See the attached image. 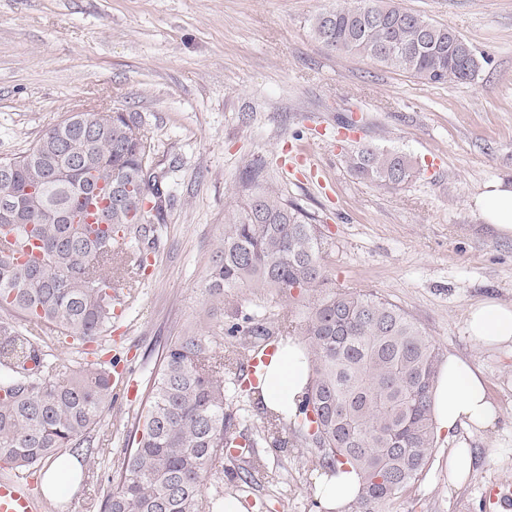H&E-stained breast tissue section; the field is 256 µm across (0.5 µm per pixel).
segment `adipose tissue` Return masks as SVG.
Masks as SVG:
<instances>
[{"label": "adipose tissue", "mask_w": 512, "mask_h": 512, "mask_svg": "<svg viewBox=\"0 0 512 512\" xmlns=\"http://www.w3.org/2000/svg\"><path fill=\"white\" fill-rule=\"evenodd\" d=\"M474 208L496 232L512 237V183L496 181L485 185L474 199ZM464 325L476 346L512 349V305L479 302L467 311ZM309 383L305 345L291 337L281 342L262 366L256 398L264 413L290 417L297 413ZM497 419L498 408L489 396L482 370L469 359L449 356L434 393L437 430H484L493 427ZM314 487L326 512H345L359 495L362 478L354 468L341 465L334 474L316 479Z\"/></svg>", "instance_id": "obj_1"}]
</instances>
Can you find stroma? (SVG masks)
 <instances>
[{
    "label": "stroma",
    "mask_w": 512,
    "mask_h": 512,
    "mask_svg": "<svg viewBox=\"0 0 512 512\" xmlns=\"http://www.w3.org/2000/svg\"><path fill=\"white\" fill-rule=\"evenodd\" d=\"M394 3L457 31L490 64L470 84H428L331 50L311 20L334 0H0V157L31 148L71 112H137L164 144L163 184L174 196L134 309L101 342L138 393L116 389L95 432L104 454L82 463L67 497H43L41 473L20 475L21 486L42 497L43 512H101L163 348L206 323L221 330V318L203 319L204 287L254 162L264 185L314 214L334 242L330 279L403 307L440 359H472L500 408L492 429L437 436L422 480L386 512H512L482 498L487 483L512 484V350L478 348L464 326L474 303L512 304V237L473 209L487 183L512 182V0ZM346 121L355 129L343 130ZM362 146L406 153L417 177L395 190L357 179L347 158ZM289 161L294 170L283 173ZM316 297L239 288L225 296L224 310L285 312L298 321ZM228 412L237 436L256 446L245 455L227 449L206 494L240 497L248 512H320L316 449L287 430L267 440L265 416L248 392ZM460 440L476 466L457 487L444 461ZM255 458L266 470L244 484Z\"/></svg>",
    "instance_id": "stroma-1"
}]
</instances>
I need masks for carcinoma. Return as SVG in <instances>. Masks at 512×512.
Segmentation results:
<instances>
[{
    "label": "carcinoma",
    "mask_w": 512,
    "mask_h": 512,
    "mask_svg": "<svg viewBox=\"0 0 512 512\" xmlns=\"http://www.w3.org/2000/svg\"><path fill=\"white\" fill-rule=\"evenodd\" d=\"M316 38L338 52L362 55L428 83L475 81L488 59L460 34L385 0H336L311 24ZM159 144L143 132L138 113L71 112L36 145L0 158V464L26 471L62 452L94 458V437L112 404L114 360L83 357L60 367L55 346L96 343L112 331L115 305L136 300L149 252L160 242L170 196L156 168H143ZM358 179L398 188L419 173L396 150L365 146L351 152ZM250 167L243 198L224 224L211 258L205 314H224V294L258 288L278 295L311 291L328 281L333 242L312 214L258 182ZM108 194L95 225L83 222L80 198ZM40 254H17L30 240ZM123 284L121 301L112 283ZM18 314L27 325H15ZM226 335L252 345L268 336H301L311 379L301 417L268 421L275 437L286 425L319 449L316 469L348 464L362 478L349 512H384L422 477L435 442L433 389L439 352L424 327L373 291L331 287L295 325L255 316L232 323ZM224 337L212 330L166 345L147 408L116 477L108 480L101 512H222L204 481L224 449L234 448Z\"/></svg>",
    "instance_id": "1"
}]
</instances>
